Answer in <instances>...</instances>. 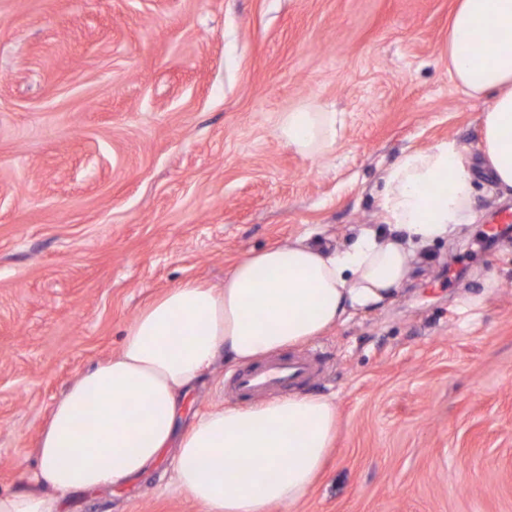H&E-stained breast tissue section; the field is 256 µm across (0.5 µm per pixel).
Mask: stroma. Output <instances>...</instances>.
Wrapping results in <instances>:
<instances>
[{
    "mask_svg": "<svg viewBox=\"0 0 512 512\" xmlns=\"http://www.w3.org/2000/svg\"><path fill=\"white\" fill-rule=\"evenodd\" d=\"M458 0H0V492L27 488L53 403L120 351L150 300L213 286L299 238L382 226L384 170L452 139L474 220L425 247L389 303L305 344L336 441L308 496L267 512H512V210L477 149L487 102L448 71ZM340 113L335 151L285 146L280 113ZM217 361L180 427L224 393ZM175 448L62 512H204L170 484Z\"/></svg>",
    "mask_w": 512,
    "mask_h": 512,
    "instance_id": "35a3bbf8",
    "label": "stroma"
}]
</instances>
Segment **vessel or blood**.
<instances>
[{"mask_svg": "<svg viewBox=\"0 0 512 512\" xmlns=\"http://www.w3.org/2000/svg\"><path fill=\"white\" fill-rule=\"evenodd\" d=\"M321 367L317 356L274 358L232 374L224 389L239 397L273 394L288 384L299 385L315 377Z\"/></svg>", "mask_w": 512, "mask_h": 512, "instance_id": "1", "label": "vessel or blood"}]
</instances>
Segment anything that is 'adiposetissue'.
I'll return each instance as SVG.
<instances>
[{
	"label": "adipose tissue",
	"mask_w": 512,
	"mask_h": 512,
	"mask_svg": "<svg viewBox=\"0 0 512 512\" xmlns=\"http://www.w3.org/2000/svg\"><path fill=\"white\" fill-rule=\"evenodd\" d=\"M486 31L498 40L474 55ZM451 79L486 99L478 150L498 188L512 194V0H458L448 33ZM343 120L321 107L283 113L284 144L315 158L331 153ZM388 233L364 230L345 250L304 239L238 261L214 288L186 280L143 307L116 355L81 373L53 405L38 466L23 492L0 493V512H60L62 495L124 485L169 445L175 489L206 512H265L309 493L337 432L326 397L293 394L250 407L216 408L177 433L179 399L218 357L246 366L319 336L349 311L393 300L417 249L473 219L474 178L457 143L409 150L382 177ZM93 404L92 422L77 413Z\"/></svg>",
	"instance_id": "ef3b65f1"
}]
</instances>
